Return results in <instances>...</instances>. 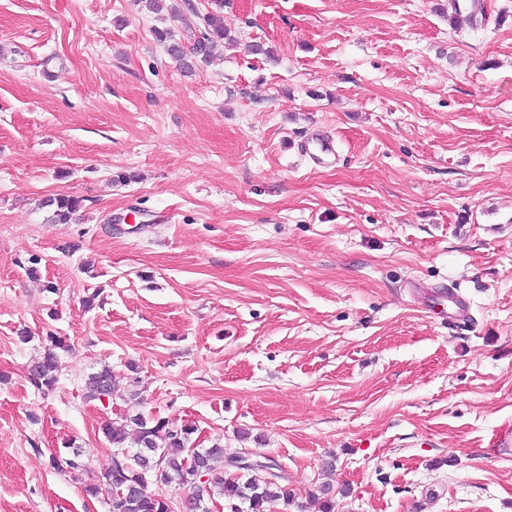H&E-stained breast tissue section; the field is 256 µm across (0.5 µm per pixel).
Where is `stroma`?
Instances as JSON below:
<instances>
[{
    "label": "stroma",
    "instance_id": "35a3bbf8",
    "mask_svg": "<svg viewBox=\"0 0 512 512\" xmlns=\"http://www.w3.org/2000/svg\"><path fill=\"white\" fill-rule=\"evenodd\" d=\"M181 3L0 0V512H109L82 487L132 407L249 478L278 463V512L326 483L332 512H512L487 452L512 427V0L462 24L451 0H224L239 43L191 76L153 35L189 41ZM105 366L119 396L86 398ZM81 200L72 197L60 195L47 200L49 206H54L52 221L55 224H67L73 219L74 214L81 208ZM417 293L419 303L428 301L429 303L440 306L441 312H444L445 306H448V318L457 323H466L470 320L469 306L464 297L455 289L449 288L448 284L442 283L435 286H413ZM51 347H49L43 357L34 361L28 366L29 382L39 391L52 390L58 382V374L61 363L56 349H65L66 344L57 336H49Z\"/></svg>",
    "mask_w": 512,
    "mask_h": 512
}]
</instances>
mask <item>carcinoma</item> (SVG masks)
<instances>
[{
    "mask_svg": "<svg viewBox=\"0 0 512 512\" xmlns=\"http://www.w3.org/2000/svg\"><path fill=\"white\" fill-rule=\"evenodd\" d=\"M215 9L198 15L201 26L199 36L185 47L174 39L170 29L155 31L157 42L164 45L186 74L195 72L199 64L208 63L218 48L234 42V37L224 28L221 13L223 0H213ZM54 207L52 221L68 224L81 208V200L60 195L47 200ZM49 347L43 357L28 366L29 382L38 390H52L58 382L61 363L57 350L66 347L57 337H49ZM87 397L110 398L116 394L112 370L103 367L88 376ZM102 431L112 447L122 451L118 459L102 475L85 484V495L95 498L107 494L109 512H172L162 495L149 490L152 485H167L173 481L188 487L182 502L183 512H210L208 502L216 495L231 505V512H268L270 505L286 501L290 491L286 477L269 473L262 483L244 474L226 476L224 471V449L218 445L211 448H195L190 443L192 428L180 430L170 426L164 418L147 417L137 412L106 422ZM135 433L139 448L130 451L126 442L130 433ZM201 471L207 480L200 481L196 471Z\"/></svg>",
    "mask_w": 512,
    "mask_h": 512,
    "instance_id": "1",
    "label": "carcinoma"
}]
</instances>
